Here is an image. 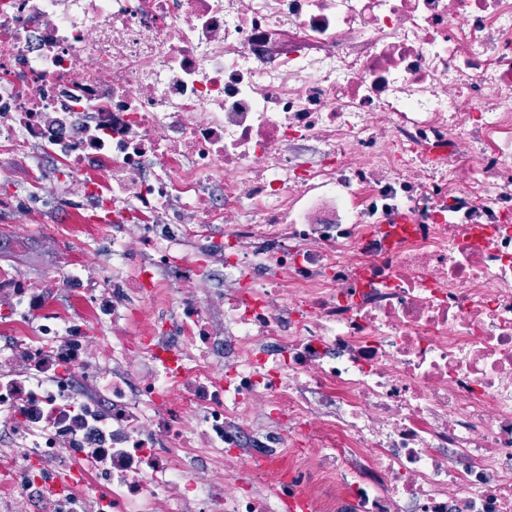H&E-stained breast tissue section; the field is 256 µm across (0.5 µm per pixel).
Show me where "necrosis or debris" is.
Returning <instances> with one entry per match:
<instances>
[{"label":"necrosis or debris","mask_w":512,"mask_h":512,"mask_svg":"<svg viewBox=\"0 0 512 512\" xmlns=\"http://www.w3.org/2000/svg\"><path fill=\"white\" fill-rule=\"evenodd\" d=\"M1 146L0 512H512V0H0ZM62 168L60 160L37 148L0 155V264L23 277L41 279L61 261L82 257L93 273L101 245L111 236L112 224L84 222L93 207L57 172ZM32 186L43 197L38 205L25 197ZM20 238L23 246L17 245Z\"/></svg>","instance_id":"necrosis-or-debris-1"}]
</instances>
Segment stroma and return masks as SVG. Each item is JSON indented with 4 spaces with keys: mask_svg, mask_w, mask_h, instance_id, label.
I'll return each instance as SVG.
<instances>
[{
    "mask_svg": "<svg viewBox=\"0 0 512 512\" xmlns=\"http://www.w3.org/2000/svg\"><path fill=\"white\" fill-rule=\"evenodd\" d=\"M60 160L31 148L0 155V264L40 279L61 261L84 259L96 271L112 227L92 226V206L60 173Z\"/></svg>",
    "mask_w": 512,
    "mask_h": 512,
    "instance_id": "stroma-1",
    "label": "stroma"
}]
</instances>
